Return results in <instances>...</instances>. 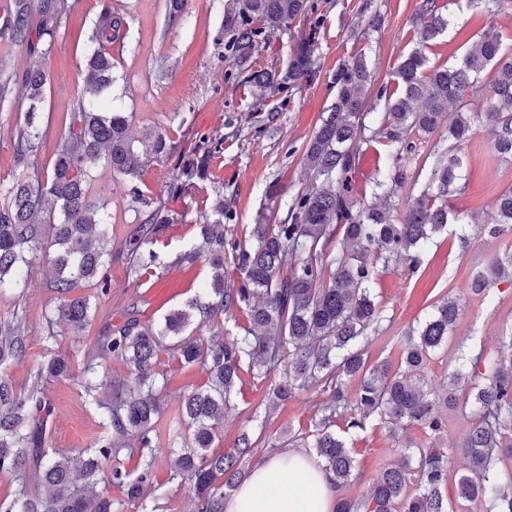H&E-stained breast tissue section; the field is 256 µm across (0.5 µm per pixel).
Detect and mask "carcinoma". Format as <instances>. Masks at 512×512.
<instances>
[{
  "label": "carcinoma",
  "instance_id": "1",
  "mask_svg": "<svg viewBox=\"0 0 512 512\" xmlns=\"http://www.w3.org/2000/svg\"><path fill=\"white\" fill-rule=\"evenodd\" d=\"M481 8L489 16L512 9V0H420L415 13L419 44L427 45L451 25L461 4ZM310 0H225L224 55L232 62V78L258 91L255 111L266 95L313 82L312 60L318 27H309L285 69H258L254 55L268 30L289 28L313 13ZM61 23L57 0H14L7 19L12 37L30 52L52 49ZM125 26L110 9L101 12L90 41L96 44L85 66L87 93L75 98L68 131L57 145L51 170L27 172L30 157L40 147L37 124L46 72L23 75L28 101L24 127L17 139L21 172L3 193L0 204V295L22 293L35 265L48 267L57 304L45 315L49 328L62 325L75 334L92 325L90 297L72 295L91 284L96 296L109 292L106 260L112 258V224L89 196L86 164L100 161L114 173L139 177L152 160L169 158L171 140L163 132L145 135L135 145L128 119L112 109V52L109 47ZM395 78L401 94L394 97L381 85L377 98L384 112L367 125L365 111L373 79L366 57L359 55L336 70V99L314 131L302 154L304 166L317 183L297 192L287 204L286 217L272 224L263 216L252 225L251 244L242 243L227 225L235 221L234 200L216 192L215 219L199 225V243L179 254L176 262L201 260L213 269L199 296L169 312L155 325L141 319L132 306L120 325L105 323L88 351L85 396L95 402L104 433L95 447L77 456L45 452L50 403L36 392L21 393L0 378V474L18 482L17 495L4 512H112V498L96 491L100 482L118 488L140 512H158V498L147 494L154 464V421L162 413L166 382L156 370L161 352L169 351L187 365H200L205 385L180 395L181 422L190 442L176 461L172 479L187 483L198 512H224V500L244 479L246 463L266 443L262 435L243 431L234 448L213 450L223 431L224 417L241 373L268 383L267 405H284L295 391L313 388L328 394L319 407L314 430L291 448H312L323 467L343 487L359 476L357 462L345 440L336 434V418L346 428H365L379 418L389 427H421L430 444L419 448L408 466H391L380 474L362 499L340 497L335 512H449L448 452L441 443L446 426L442 406L453 400L450 389L427 386L423 368L433 352L448 342L460 312L455 298L437 302L419 329L409 335L397 369L381 362L369 365L366 347L378 333L382 309L371 294L377 264L420 266L423 253L449 223H464L451 208L460 191L464 159L462 145L472 125L491 127L495 154L512 157V52L497 33H481L460 62L430 67L415 49L400 61ZM450 113L448 145L433 151L427 182L397 214L395 199L404 186L406 160L416 152V139L433 133ZM376 140L391 157L384 179L375 182L370 198L358 197L353 184L361 144ZM224 150V140L202 135L197 146L178 158L169 185L179 195L207 178L211 157ZM136 202L150 208L124 244L129 272L138 276L164 261L151 249L174 223L162 206H152L132 188ZM492 235L512 231V188L497 195L486 224ZM230 266L238 281L225 278ZM491 278L472 282L480 294L503 279H512V250L488 267ZM248 312L250 327L242 336L228 335L224 322L235 311ZM206 324L210 336L194 337L187 330ZM512 342L496 357L462 355L448 373L449 386L475 380L465 406L474 418L463 445L469 456L467 473L456 482L455 496L463 502L485 501L491 512H512V472L497 471L499 454L512 458ZM25 346L18 314L0 317V364L21 363ZM124 363L128 377L114 382L98 367L108 360ZM68 371L56 355L37 371L39 378ZM283 374L276 381L273 376ZM128 450L140 459L134 476L121 466ZM43 485L44 497L32 488Z\"/></svg>",
  "mask_w": 512,
  "mask_h": 512
}]
</instances>
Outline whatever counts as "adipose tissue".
<instances>
[{
  "label": "adipose tissue",
  "mask_w": 512,
  "mask_h": 512,
  "mask_svg": "<svg viewBox=\"0 0 512 512\" xmlns=\"http://www.w3.org/2000/svg\"><path fill=\"white\" fill-rule=\"evenodd\" d=\"M279 482L276 496L265 488ZM336 478L307 453L282 448L259 462L226 499L224 512H334Z\"/></svg>",
  "instance_id": "1"
}]
</instances>
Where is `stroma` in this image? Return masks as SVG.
<instances>
[{"mask_svg":"<svg viewBox=\"0 0 512 512\" xmlns=\"http://www.w3.org/2000/svg\"><path fill=\"white\" fill-rule=\"evenodd\" d=\"M419 0H372L371 8L382 17L379 28L366 30L358 7L362 0H314L310 22L318 26L314 47L318 71L313 83L267 98L266 108L277 107L281 116L276 125L258 124L236 127L235 121L252 110L253 89L231 78V62L224 56V0H186L180 17L169 14L166 0H59L61 28L52 52L46 57L29 54L26 47L12 40L3 24L13 0H0V69L20 75L40 66L49 74L40 113L42 145L29 160L30 170L50 169L58 140L68 127V114L75 96L84 88V65L92 45L89 37L104 8L123 15L125 26L120 41L112 45L115 63L112 86L115 105L129 119L134 138L154 131H165L177 151L189 152L198 134L223 139L224 150L211 163V179L196 183L187 193L171 197L167 193L171 162H150L137 182L112 173L101 164L90 167V193L106 207L112 224L114 255L108 269L111 287L103 299L94 301L96 324L81 337H74L63 326L49 329L45 313L56 302L50 286L51 272L35 267L23 295L0 296V314L18 313L23 319L26 344L24 362L0 364V377L10 380L22 392L38 391L52 406L47 429L49 449L74 454L94 445L103 433L102 419L95 405L85 397L80 381L84 355L104 322L121 324L130 303H137L143 320L160 323L170 310L192 298L211 275L206 264L192 267L174 265L175 256L199 240V226L211 215L216 191L235 201V234L247 237L260 214L272 212L284 217L285 201L304 189L312 179L301 158L323 112L336 99L333 77L338 67L357 55H365L377 83L389 84L403 56L417 46L414 15ZM494 25L503 46L512 51V12L495 19L478 9L457 13L453 24L429 42L424 50L429 65L457 62L487 25ZM306 30L294 26L283 31L266 32L261 41L258 64L284 68ZM21 84H14L8 103H0V189L11 183L18 171L16 141L24 126L27 102ZM448 134L447 124L426 136L417 154L408 162L409 179L399 193L400 200L418 194L427 180L430 167L425 159L435 143ZM465 156V180L453 197L454 207L472 215V223L452 224L434 236L420 267L391 266L380 269L373 293L383 308V331L368 348L370 362L397 364L401 357L400 340L410 328L418 326L443 296L456 297L460 303L457 324L448 343L428 361L424 376L439 386L448 379V370L463 352L495 356L503 333L512 329V284L500 282L484 294L470 291V274L512 244V235L492 238L484 234L481 222L487 221L498 193L512 186V160L495 155L489 129L474 125L471 139L462 149ZM279 184L283 205L274 207L265 197L270 183ZM140 191L155 204L176 214L165 236L153 249L166 262L140 281H132L122 256L129 232L143 222L146 213L132 197ZM55 341H48V332ZM69 360L66 375L36 379L37 367L52 355ZM157 369L167 380L164 414L155 425L156 459L152 483L161 494L159 512H194L192 493L187 484L171 481L177 453L187 431L177 424L178 396L184 389L205 379L199 366H186L169 352H162ZM470 394L467 383L456 388L457 404L447 414L443 438L452 453L448 460V481L456 483L468 470L469 460L461 445L472 421L464 414ZM266 386L244 377L233 396L234 409L224 422V433L215 447L231 450L241 430L265 431L267 439L279 444L289 433L311 431L315 412L324 400L323 393L312 389L298 391L295 398L274 412H266ZM351 448L361 472L360 479L346 490L352 497L365 496L386 467L403 460L400 440H394L387 427L368 421L365 428L348 429L337 424Z\"/></svg>","mask_w":512,"mask_h":512,"instance_id":"stroma-1","label":"stroma"}]
</instances>
